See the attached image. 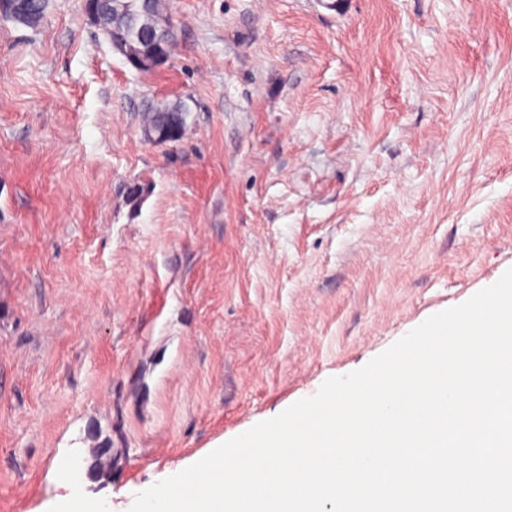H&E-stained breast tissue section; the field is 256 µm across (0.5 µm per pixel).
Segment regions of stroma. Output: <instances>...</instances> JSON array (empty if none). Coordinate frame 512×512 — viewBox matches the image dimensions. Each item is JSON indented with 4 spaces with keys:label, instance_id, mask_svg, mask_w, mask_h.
<instances>
[{
    "label": "stroma",
    "instance_id": "stroma-1",
    "mask_svg": "<svg viewBox=\"0 0 512 512\" xmlns=\"http://www.w3.org/2000/svg\"><path fill=\"white\" fill-rule=\"evenodd\" d=\"M165 3L151 72L0 23V512H129L512 267V0ZM189 109L185 102L150 105L142 112L143 130L150 131L159 144L179 141L186 130ZM55 509L53 512H112L110 506L71 494L62 497Z\"/></svg>",
    "mask_w": 512,
    "mask_h": 512
}]
</instances>
